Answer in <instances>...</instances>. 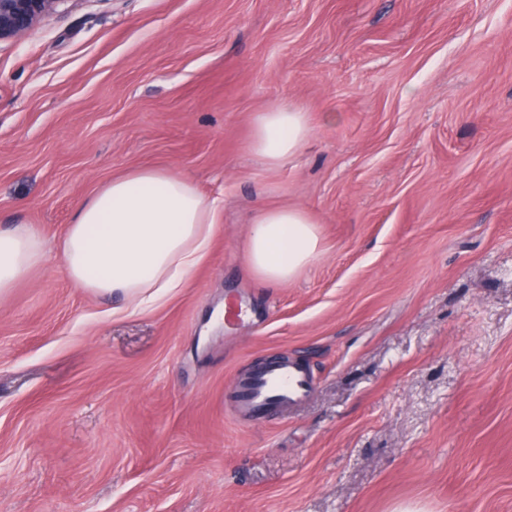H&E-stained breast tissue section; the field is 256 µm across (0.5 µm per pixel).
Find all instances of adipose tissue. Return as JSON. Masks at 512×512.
Wrapping results in <instances>:
<instances>
[{"instance_id":"ef3b65f1","label":"adipose tissue","mask_w":512,"mask_h":512,"mask_svg":"<svg viewBox=\"0 0 512 512\" xmlns=\"http://www.w3.org/2000/svg\"><path fill=\"white\" fill-rule=\"evenodd\" d=\"M309 133L305 112L290 106L261 113L252 150L271 169L294 156ZM219 207L187 177L143 168L112 179L75 212L61 246L76 285L128 302L160 300L204 260ZM48 245L35 225L0 229V299L39 271ZM321 252L314 217L299 207L260 209L248 236L250 268L261 282L284 284Z\"/></svg>"}]
</instances>
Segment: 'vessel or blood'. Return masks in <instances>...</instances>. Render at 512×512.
<instances>
[{
    "label": "vessel or blood",
    "mask_w": 512,
    "mask_h": 512,
    "mask_svg": "<svg viewBox=\"0 0 512 512\" xmlns=\"http://www.w3.org/2000/svg\"><path fill=\"white\" fill-rule=\"evenodd\" d=\"M313 378L301 363L270 360L260 369L237 373L230 384L232 413L243 420L265 424L305 402Z\"/></svg>",
    "instance_id": "obj_1"
}]
</instances>
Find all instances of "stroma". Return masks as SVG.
I'll return each mask as SVG.
<instances>
[{
  "mask_svg": "<svg viewBox=\"0 0 512 512\" xmlns=\"http://www.w3.org/2000/svg\"><path fill=\"white\" fill-rule=\"evenodd\" d=\"M279 106L309 135L269 169L253 126ZM137 168L222 213L185 286L134 310L59 245ZM282 206L322 251L267 285L247 238ZM20 223L51 251L0 300V512H512V0H66L0 43ZM271 353L315 387L249 425L226 388Z\"/></svg>",
  "mask_w": 512,
  "mask_h": 512,
  "instance_id": "obj_1",
  "label": "stroma"
}]
</instances>
